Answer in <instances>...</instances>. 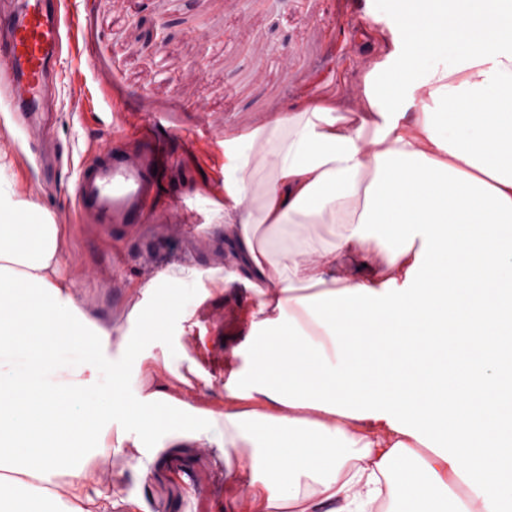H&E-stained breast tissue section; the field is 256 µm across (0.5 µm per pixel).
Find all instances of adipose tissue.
<instances>
[{
    "label": "adipose tissue",
    "instance_id": "adipose-tissue-1",
    "mask_svg": "<svg viewBox=\"0 0 512 512\" xmlns=\"http://www.w3.org/2000/svg\"><path fill=\"white\" fill-rule=\"evenodd\" d=\"M393 49L356 108L318 102L224 139V271L144 283L245 295L224 409L128 386L84 337L61 229L0 188V512H112L91 458L119 415L134 447L194 431L241 448L259 512H512V8L388 0ZM65 360L73 388L38 375ZM62 478L33 500L30 479Z\"/></svg>",
    "mask_w": 512,
    "mask_h": 512
}]
</instances>
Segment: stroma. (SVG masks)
I'll list each match as a JSON object with an SVG mask.
<instances>
[{
	"label": "stroma",
	"mask_w": 512,
	"mask_h": 512,
	"mask_svg": "<svg viewBox=\"0 0 512 512\" xmlns=\"http://www.w3.org/2000/svg\"><path fill=\"white\" fill-rule=\"evenodd\" d=\"M380 0H66L77 15L58 68L53 134L70 158L43 182L9 111L0 112V179L32 198L61 226L63 275L86 313V336L124 359L119 331L135 337L159 296L142 284L174 264L211 274L224 266L218 211L224 203L225 136L295 107L357 103L369 63L393 38ZM174 154L155 203L137 224L79 223L73 167L92 147L128 139L155 118ZM181 199L185 207L174 210ZM178 323L137 350L129 381L149 367L154 385L200 409L224 408V360L246 322L235 302L196 292ZM128 424H107L95 479L115 495L114 512H254L217 449L159 438L143 451L114 453Z\"/></svg>",
	"instance_id": "stroma-1"
}]
</instances>
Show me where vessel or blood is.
Segmentation results:
<instances>
[{
	"instance_id": "obj_1",
	"label": "vessel or blood",
	"mask_w": 512,
	"mask_h": 512,
	"mask_svg": "<svg viewBox=\"0 0 512 512\" xmlns=\"http://www.w3.org/2000/svg\"><path fill=\"white\" fill-rule=\"evenodd\" d=\"M64 26L45 0H23L18 8L0 10V75L11 87V111L30 119L40 110L47 77L62 50ZM164 162L159 141L150 133L139 136L134 147L88 154L74 184L79 216L101 225L138 223L157 188L155 171Z\"/></svg>"
}]
</instances>
